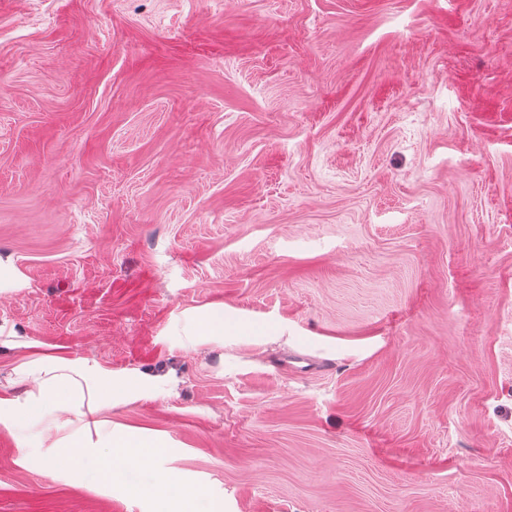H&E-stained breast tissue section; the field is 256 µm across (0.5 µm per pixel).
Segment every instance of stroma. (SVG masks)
Listing matches in <instances>:
<instances>
[{
    "label": "stroma",
    "instance_id": "1",
    "mask_svg": "<svg viewBox=\"0 0 512 512\" xmlns=\"http://www.w3.org/2000/svg\"><path fill=\"white\" fill-rule=\"evenodd\" d=\"M0 252L1 327L174 371L108 418L213 512H512V0H0ZM19 456L0 512L168 507ZM22 279L14 258L10 254L0 252V294L20 288ZM184 332L186 336L203 338L224 337L237 330L232 324H225L224 312L204 310L184 314Z\"/></svg>",
    "mask_w": 512,
    "mask_h": 512
}]
</instances>
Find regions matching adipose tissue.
Listing matches in <instances>:
<instances>
[{"mask_svg": "<svg viewBox=\"0 0 512 512\" xmlns=\"http://www.w3.org/2000/svg\"><path fill=\"white\" fill-rule=\"evenodd\" d=\"M13 371L10 387L0 391V426L16 431L20 465L55 469L60 461L76 460L89 485L108 487L119 478L131 496L152 491L179 501L183 489L177 471L157 472L150 464L148 451L160 446V436L115 429L99 417L114 397H150L156 377L130 379L62 353L23 356ZM34 447L43 451L36 461L28 454Z\"/></svg>", "mask_w": 512, "mask_h": 512, "instance_id": "adipose-tissue-1", "label": "adipose tissue"}]
</instances>
